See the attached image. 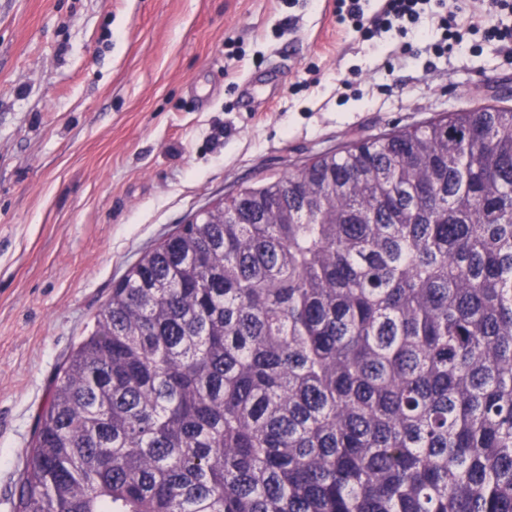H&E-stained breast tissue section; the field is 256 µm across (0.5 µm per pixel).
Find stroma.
I'll list each match as a JSON object with an SVG mask.
<instances>
[{"mask_svg":"<svg viewBox=\"0 0 512 512\" xmlns=\"http://www.w3.org/2000/svg\"><path fill=\"white\" fill-rule=\"evenodd\" d=\"M335 0H0V512L56 375L147 250L311 158L512 107L496 45L400 65Z\"/></svg>","mask_w":512,"mask_h":512,"instance_id":"35a3bbf8","label":"stroma"}]
</instances>
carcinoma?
<instances>
[{"label": "carcinoma", "instance_id": "obj_1", "mask_svg": "<svg viewBox=\"0 0 512 512\" xmlns=\"http://www.w3.org/2000/svg\"><path fill=\"white\" fill-rule=\"evenodd\" d=\"M17 512H512V108L317 156L143 254Z\"/></svg>", "mask_w": 512, "mask_h": 512}]
</instances>
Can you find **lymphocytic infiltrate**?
Returning <instances> with one entry per match:
<instances>
[{
  "instance_id": "obj_1",
  "label": "lymphocytic infiltrate",
  "mask_w": 512,
  "mask_h": 512,
  "mask_svg": "<svg viewBox=\"0 0 512 512\" xmlns=\"http://www.w3.org/2000/svg\"><path fill=\"white\" fill-rule=\"evenodd\" d=\"M512 0H383L375 12H367L364 0H336V23L367 40L384 33L400 36L416 30L422 18L436 25L435 38H423L425 52L441 57L460 48L471 34L500 43L512 57Z\"/></svg>"
}]
</instances>
